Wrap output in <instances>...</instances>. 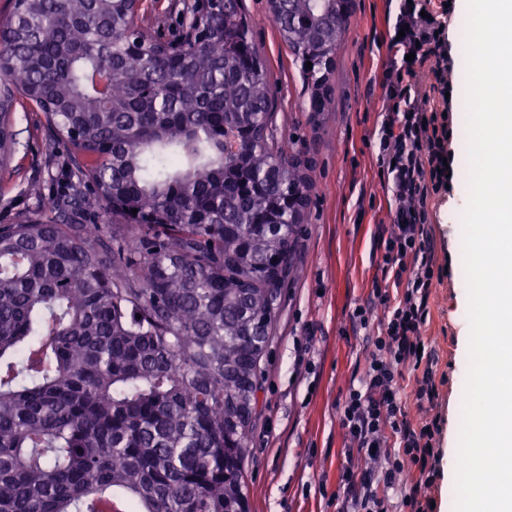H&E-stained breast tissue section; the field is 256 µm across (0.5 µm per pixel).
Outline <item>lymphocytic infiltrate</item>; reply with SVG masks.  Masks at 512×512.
<instances>
[{"instance_id": "lymphocytic-infiltrate-1", "label": "lymphocytic infiltrate", "mask_w": 512, "mask_h": 512, "mask_svg": "<svg viewBox=\"0 0 512 512\" xmlns=\"http://www.w3.org/2000/svg\"><path fill=\"white\" fill-rule=\"evenodd\" d=\"M420 0H409L396 23L401 38L393 49L425 58L439 44L433 21L422 16ZM403 101L379 130V155L391 177L396 202L389 228L379 238L382 272L391 285H375L367 305L352 314L368 326L374 310H382L380 330L365 356L357 384L349 386L340 409L339 424L347 439L334 501L336 512H433L431 500L420 499V488L438 477L432 441L435 421L410 419L401 395L405 368L421 369L417 402L433 401L434 355L421 334L428 316V298L438 271L427 232L426 200L430 190L448 185L443 163L451 133L433 112H422L411 98L409 85L390 89ZM415 468L420 481L410 484L403 475Z\"/></svg>"}]
</instances>
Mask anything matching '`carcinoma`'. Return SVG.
<instances>
[{
    "label": "carcinoma",
    "instance_id": "1",
    "mask_svg": "<svg viewBox=\"0 0 512 512\" xmlns=\"http://www.w3.org/2000/svg\"><path fill=\"white\" fill-rule=\"evenodd\" d=\"M268 6L328 111L354 0ZM138 10L23 0L0 26V157L19 95L78 179L0 225V512H249L257 371L312 161L274 136L243 0H199L170 41Z\"/></svg>",
    "mask_w": 512,
    "mask_h": 512
}]
</instances>
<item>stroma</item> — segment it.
I'll return each mask as SVG.
<instances>
[{
    "instance_id": "stroma-1",
    "label": "stroma",
    "mask_w": 512,
    "mask_h": 512,
    "mask_svg": "<svg viewBox=\"0 0 512 512\" xmlns=\"http://www.w3.org/2000/svg\"><path fill=\"white\" fill-rule=\"evenodd\" d=\"M174 2L141 0L142 26L164 39L177 38L183 19ZM403 5L404 0H355L336 53L333 101L328 111L316 114L309 110L300 63L282 42L267 0L244 2L271 77L275 134L312 161L307 220L298 228L295 253L300 275L281 292L273 336L258 369L259 404L245 475L251 512H336L329 500L345 446L339 409L378 333L376 326L354 325L350 315L383 278L378 240L395 207L377 142L393 110L385 76L403 64L401 55L389 49ZM426 8L440 26L442 51L416 62L407 81L426 94L427 111L447 113L458 129L467 124L466 113L458 109L465 98L466 67L453 54L451 24L464 5L462 0H426ZM13 129L17 149L0 169V224L44 213L60 182L70 177L62 165L66 150L50 140L34 104L16 102ZM448 149L454 154L448 188L426 201L435 263L446 270L431 290L423 328L434 354L436 398L411 410L415 419L439 423L440 476L427 492L433 512H455L450 473L456 468L470 334L460 223L470 168L458 141ZM300 352L310 363L304 374L294 369Z\"/></svg>"
}]
</instances>
